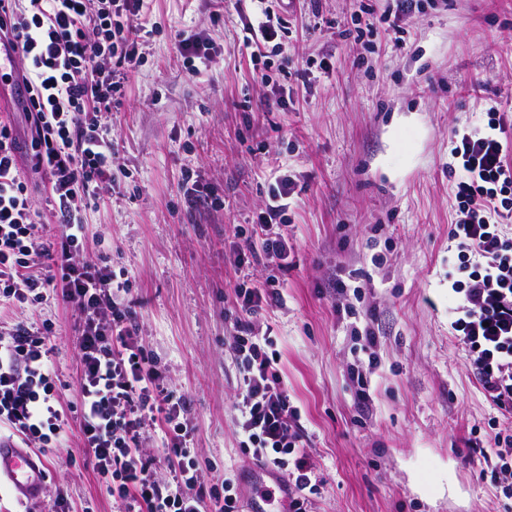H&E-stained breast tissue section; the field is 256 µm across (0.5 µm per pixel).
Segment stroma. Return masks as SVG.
<instances>
[{
    "label": "stroma",
    "mask_w": 512,
    "mask_h": 512,
    "mask_svg": "<svg viewBox=\"0 0 512 512\" xmlns=\"http://www.w3.org/2000/svg\"><path fill=\"white\" fill-rule=\"evenodd\" d=\"M292 0L282 51L254 55L242 16L252 0H146L142 60L112 115L124 166L103 202L83 208L88 261L127 274L145 353L186 398L193 448L209 484L236 480L242 502L276 478L240 446L239 368L229 352L233 287L276 277L280 304L253 322L270 337L302 414L301 450L323 481L311 512H512L481 475V448L501 415L486 399L448 307L462 279L450 229L459 161L456 132L505 119L512 150V0H420L393 26V0ZM370 43L355 42L356 24ZM211 41L212 60L189 77L177 32ZM279 106L268 109L267 104ZM200 192L184 197V178ZM293 194L280 230L296 249L287 269L239 261L243 230L269 186ZM13 320L52 319L61 380L79 363L72 311L59 302L14 307ZM376 338L367 399L350 377ZM45 473L41 512L57 491L74 507L120 512L99 486L78 438L33 449Z\"/></svg>",
    "instance_id": "35a3bbf8"
}]
</instances>
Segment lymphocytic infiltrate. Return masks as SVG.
<instances>
[{
	"label": "lymphocytic infiltrate",
	"mask_w": 512,
	"mask_h": 512,
	"mask_svg": "<svg viewBox=\"0 0 512 512\" xmlns=\"http://www.w3.org/2000/svg\"><path fill=\"white\" fill-rule=\"evenodd\" d=\"M144 0H0V40L17 49L18 69L0 74L24 88L21 109L30 126L22 146L12 122L0 121V319L16 305L47 300L70 304L78 336L77 405L61 403L65 384L51 362L56 327L51 320L0 326V432L25 447L67 437L69 418L97 482L126 512H240L234 480L206 486L191 453L193 426L184 397L161 379L138 343L122 298L128 279L110 267L77 262L87 235L81 202L100 198L121 162L112 151L109 117L125 96V79L140 57L138 19ZM247 30L256 48L285 36V18L269 0ZM497 112L482 131L462 134L455 200L459 218L450 231L467 281L452 285L448 309L454 336L464 345L485 397L512 418V239L499 226L512 217V159ZM49 184L57 220L47 231L33 205L27 172ZM291 187L277 181L254 221L264 255L287 261L293 242L278 230ZM239 314L231 354L242 380L235 403L241 446L263 468L288 482V512H307L321 481L299 451L301 413L288 396L268 337L255 335L252 318L280 302L279 281L238 284ZM162 433L163 458L144 454L148 424ZM483 476H512V431L500 430L482 453ZM164 465L170 478L149 472Z\"/></svg>",
	"instance_id": "lymphocytic-infiltrate-1"
}]
</instances>
